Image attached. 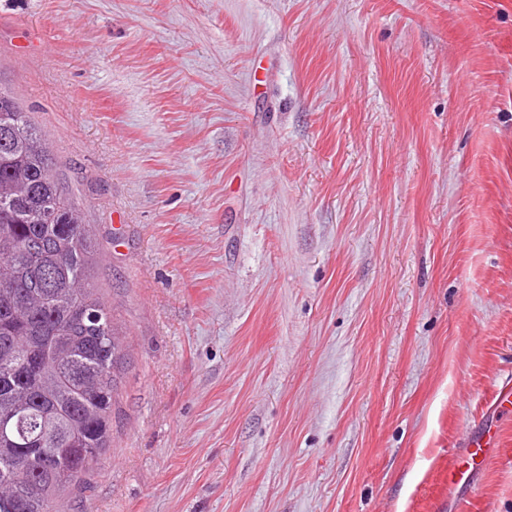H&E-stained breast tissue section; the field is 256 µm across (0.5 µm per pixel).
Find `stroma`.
<instances>
[{"instance_id": "1", "label": "stroma", "mask_w": 512, "mask_h": 512, "mask_svg": "<svg viewBox=\"0 0 512 512\" xmlns=\"http://www.w3.org/2000/svg\"><path fill=\"white\" fill-rule=\"evenodd\" d=\"M126 333L59 512H512V0H0ZM490 432L491 430H488V437L485 439L483 433L468 442L462 463L455 457L448 459V471L445 474L448 494L455 489L471 485L483 471L490 457L497 458L504 464L512 463V448H503L496 433L492 435Z\"/></svg>"}]
</instances>
